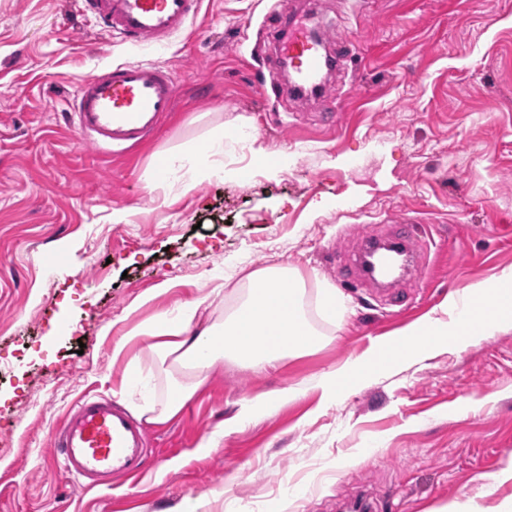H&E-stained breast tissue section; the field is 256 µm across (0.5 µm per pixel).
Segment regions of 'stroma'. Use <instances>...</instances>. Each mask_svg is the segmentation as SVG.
Listing matches in <instances>:
<instances>
[{
	"label": "stroma",
	"instance_id": "stroma-1",
	"mask_svg": "<svg viewBox=\"0 0 512 512\" xmlns=\"http://www.w3.org/2000/svg\"><path fill=\"white\" fill-rule=\"evenodd\" d=\"M311 6L201 0L160 48L101 33L77 0H0V512H170L189 498L197 512H341L362 491L379 512H512V481L489 479L512 455V327L224 429L242 400L272 403L512 265V0H325L328 51L351 48L322 95L292 98L272 44ZM134 60L173 69L179 95L159 132L116 158L61 111L82 77ZM217 133L225 156L248 147L250 178L157 171ZM268 158L287 169L269 177ZM407 217L430 247L404 309L337 279L332 253ZM272 264L345 297L327 347L214 369L175 420L146 426L162 465L137 482L86 490L51 467L52 432L81 396L141 403L151 365L129 379L120 336L215 288L223 309ZM287 484L300 493L285 498Z\"/></svg>",
	"mask_w": 512,
	"mask_h": 512
}]
</instances>
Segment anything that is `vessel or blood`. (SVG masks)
Masks as SVG:
<instances>
[{
    "label": "vessel or blood",
    "instance_id": "1",
    "mask_svg": "<svg viewBox=\"0 0 512 512\" xmlns=\"http://www.w3.org/2000/svg\"><path fill=\"white\" fill-rule=\"evenodd\" d=\"M200 0H78L109 35L138 43H163L181 34L197 14ZM317 26L288 23L276 51L288 64L290 90L321 91L329 63ZM179 90L174 71L153 61L110 66L82 78L66 105L70 126L83 142L102 153L135 148L155 134L172 112ZM336 269L370 287L374 300L401 308L400 285L423 269V247L413 228L367 234L348 253L337 255ZM147 439L140 425L107 398L77 402L53 432V446L64 470L88 487L110 486L144 474Z\"/></svg>",
    "mask_w": 512,
    "mask_h": 512
}]
</instances>
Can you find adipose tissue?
I'll return each mask as SVG.
<instances>
[{"mask_svg":"<svg viewBox=\"0 0 512 512\" xmlns=\"http://www.w3.org/2000/svg\"><path fill=\"white\" fill-rule=\"evenodd\" d=\"M213 305L206 294L189 304L178 319L158 312L117 342L114 353L118 356L130 343L141 345L128 362L129 373H138L145 361L155 370L157 387L137 407L147 423L161 425L176 418L218 363L262 370L323 348L330 338L318 328V321H312V314L336 327L347 311L335 289L320 288L308 295L301 274L286 265L250 273L234 307L211 320L206 313ZM510 325L512 268H507L493 280L449 293L438 307L362 355L314 378L308 387L281 389L277 400L288 403L310 389L329 400L362 379L390 374L396 364L420 358L429 348L445 343L461 352Z\"/></svg>","mask_w":512,"mask_h":512,"instance_id":"obj_1","label":"adipose tissue"}]
</instances>
